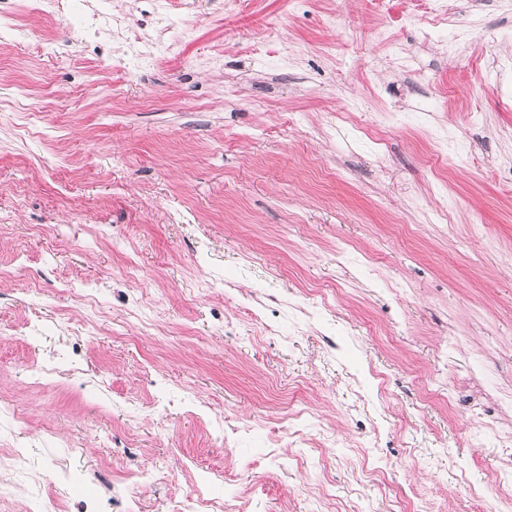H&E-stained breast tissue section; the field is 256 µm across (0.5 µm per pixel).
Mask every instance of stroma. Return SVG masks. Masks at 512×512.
<instances>
[{
	"mask_svg": "<svg viewBox=\"0 0 512 512\" xmlns=\"http://www.w3.org/2000/svg\"><path fill=\"white\" fill-rule=\"evenodd\" d=\"M0 0V395L172 512L202 469L262 512H493L512 433V0ZM106 5L98 44L80 17ZM183 29L153 63L124 57ZM75 283L96 290L87 306ZM98 323L87 377L38 350ZM182 408H150L151 375ZM448 385L455 395L439 391ZM138 398L129 416L117 402ZM185 459L161 489L134 473Z\"/></svg>",
	"mask_w": 512,
	"mask_h": 512,
	"instance_id": "35a3bbf8",
	"label": "stroma"
}]
</instances>
